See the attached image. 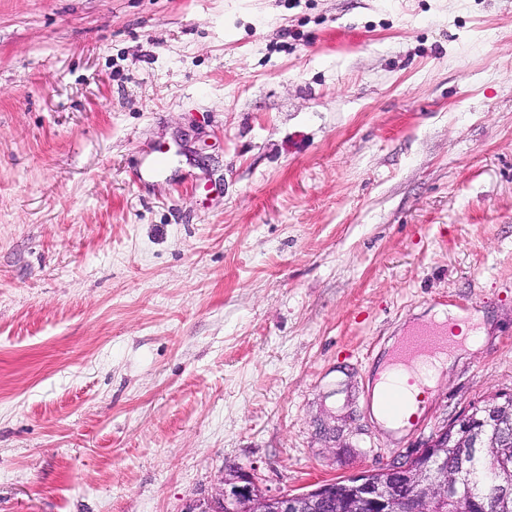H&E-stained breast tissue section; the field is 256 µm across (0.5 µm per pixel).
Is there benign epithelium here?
Here are the masks:
<instances>
[{
	"label": "benign epithelium",
	"instance_id": "7a95c632",
	"mask_svg": "<svg viewBox=\"0 0 512 512\" xmlns=\"http://www.w3.org/2000/svg\"><path fill=\"white\" fill-rule=\"evenodd\" d=\"M512 429V393H495L474 406L416 448L403 462L365 470L344 479L347 492L336 494V481L326 480L297 494H266L255 478L232 471L222 476L214 494L188 506L186 512H437L451 501L467 512L474 499L461 494V472L448 468V449L493 448L490 433ZM403 487L401 496L395 495Z\"/></svg>",
	"mask_w": 512,
	"mask_h": 512
}]
</instances>
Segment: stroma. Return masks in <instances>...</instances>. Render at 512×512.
<instances>
[{
	"label": "stroma",
	"mask_w": 512,
	"mask_h": 512,
	"mask_svg": "<svg viewBox=\"0 0 512 512\" xmlns=\"http://www.w3.org/2000/svg\"><path fill=\"white\" fill-rule=\"evenodd\" d=\"M485 344L405 434L411 321ZM512 392V0H0V512L403 461ZM448 321L456 323L460 329V334L455 338L462 343L466 349H475L485 339V327L482 320L472 318L468 319L466 313L459 311L454 307H448ZM388 364H385L381 371L379 372V379L377 380L374 386V411L377 420L382 423L386 428L389 429H397L405 424L406 422L397 423L393 421L391 418L384 415L379 410V401L381 399V395L388 389L398 388L401 389L405 401L406 406L409 409L407 416L417 412L418 407L420 405L418 401V396L420 394V389L416 386H407L405 380L407 379L409 372L407 368L399 363L393 366L387 367Z\"/></svg>",
	"instance_id": "1"
}]
</instances>
